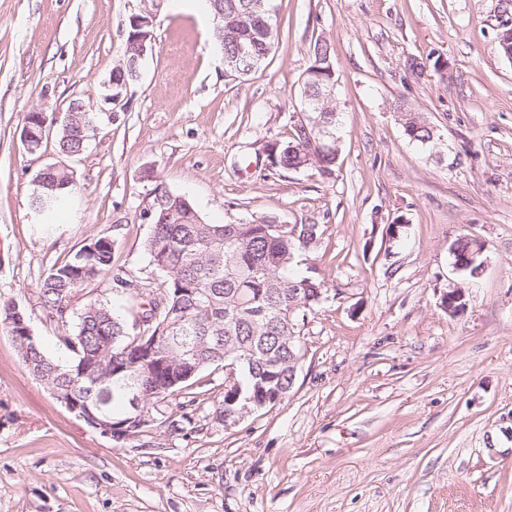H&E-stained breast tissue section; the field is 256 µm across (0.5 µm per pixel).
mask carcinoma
<instances>
[{
    "label": "carcinoma",
    "instance_id": "obj_1",
    "mask_svg": "<svg viewBox=\"0 0 512 512\" xmlns=\"http://www.w3.org/2000/svg\"><path fill=\"white\" fill-rule=\"evenodd\" d=\"M250 36L257 50L270 55L275 43L276 28L256 25ZM40 138L32 140L28 152L39 151L49 131L57 128L56 150L66 157L85 150L87 141L74 133L67 134L59 118L45 112H29L25 118ZM312 131L307 120L295 128L292 140L280 143L277 150L278 167H296L288 145L300 147L308 141ZM48 187L37 186L31 200L36 210L60 206L77 191V182L63 168H47L41 173ZM181 195L156 206L150 219L151 232L145 241V251L152 265H164L163 280L158 286L142 281L143 292H133L130 299L141 308L146 297L157 289L167 293V305L159 316L146 322L139 332L147 337H186L187 345L170 352L166 348L148 362L134 364L126 353L130 336L126 324L108 304L94 299L77 313V323L60 337L62 345L73 353L70 363L60 364L47 357L38 339H26L16 348L29 372L48 389L64 392L72 390L80 401L93 406L102 391L108 392L103 411L116 419L124 418L128 408L127 381L121 375H112V366L124 361L133 365L128 374L141 377V387L147 394L145 406L173 396L185 387L182 377L189 371H200L216 362L224 361V325L234 323L238 336L240 385L251 390L257 379L253 371L259 369L248 360L251 336H267L266 351L282 349L278 337L297 331L299 319L320 304L317 296L324 292V282L288 273L302 242L288 234L275 232L261 218L241 220L235 224H214L206 221L188 202L179 201ZM95 248H80L68 260L54 265L38 286L43 307L65 324L70 318L69 302L81 286L115 277L118 286L130 280L126 273H112L115 241L106 236L94 239ZM301 298H309V306L288 315V291ZM96 360V377L100 382L72 385L80 374L86 358Z\"/></svg>",
    "mask_w": 512,
    "mask_h": 512
}]
</instances>
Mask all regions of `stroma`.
<instances>
[{
  "instance_id": "35a3bbf8",
  "label": "stroma",
  "mask_w": 512,
  "mask_h": 512,
  "mask_svg": "<svg viewBox=\"0 0 512 512\" xmlns=\"http://www.w3.org/2000/svg\"><path fill=\"white\" fill-rule=\"evenodd\" d=\"M133 4L0 0V301L68 362L39 282L101 235L115 268L161 280L140 217L158 186L212 222L317 225L293 271L326 291L281 403L225 425L218 362L128 440L71 414L0 328V512H512V61L497 43L512 0H273L274 48L243 78L225 73L202 0H165L113 122L68 161L73 208L35 214L33 180L59 156L51 140L25 149V117L103 110ZM319 40L340 113L329 177L267 157L304 118ZM402 109L431 144L410 140ZM463 236L484 245L474 277L453 265Z\"/></svg>"
}]
</instances>
